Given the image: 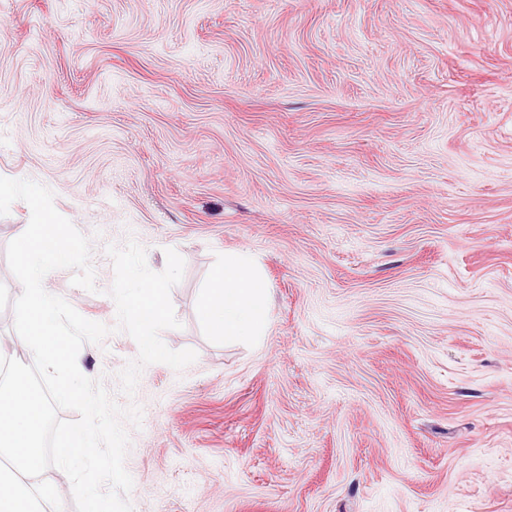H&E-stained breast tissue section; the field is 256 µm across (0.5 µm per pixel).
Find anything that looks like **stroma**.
Returning a JSON list of instances; mask_svg holds the SVG:
<instances>
[{"instance_id":"stroma-1","label":"stroma","mask_w":512,"mask_h":512,"mask_svg":"<svg viewBox=\"0 0 512 512\" xmlns=\"http://www.w3.org/2000/svg\"><path fill=\"white\" fill-rule=\"evenodd\" d=\"M0 176L92 244L83 375L142 409L133 512H512V0H0ZM0 216V351L29 364ZM163 271L196 361L118 372L108 245ZM257 343L195 307L225 253ZM197 318L214 336L232 342H257L268 327V291L246 253L224 255L197 306Z\"/></svg>"}]
</instances>
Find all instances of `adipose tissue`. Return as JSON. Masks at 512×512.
<instances>
[{"label":"adipose tissue","mask_w":512,"mask_h":512,"mask_svg":"<svg viewBox=\"0 0 512 512\" xmlns=\"http://www.w3.org/2000/svg\"><path fill=\"white\" fill-rule=\"evenodd\" d=\"M197 318L213 335L232 342H253L268 327V291L245 253L225 255L214 269L197 306Z\"/></svg>","instance_id":"ef3b65f1"}]
</instances>
